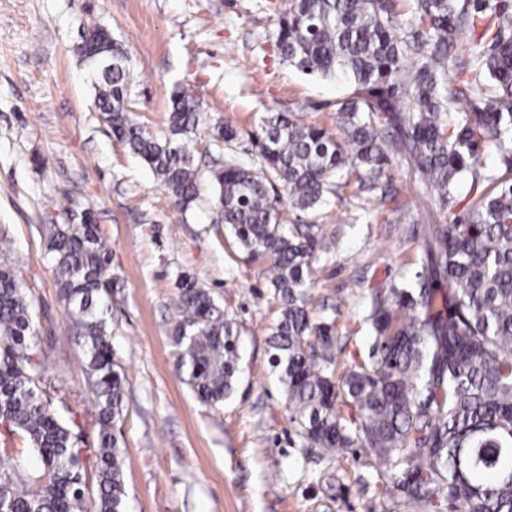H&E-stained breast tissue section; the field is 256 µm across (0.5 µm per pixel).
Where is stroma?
I'll return each instance as SVG.
<instances>
[{
	"label": "stroma",
	"mask_w": 512,
	"mask_h": 512,
	"mask_svg": "<svg viewBox=\"0 0 512 512\" xmlns=\"http://www.w3.org/2000/svg\"><path fill=\"white\" fill-rule=\"evenodd\" d=\"M288 0H0V229L36 316L35 351L59 379L56 400L82 425L88 445L97 426L83 355L67 336L68 317L46 250L41 215L56 203L92 209L112 245V350L127 382L118 424L126 446L129 512H431L389 497L363 456H339L343 487L316 482L317 449L303 447L271 374L266 339L276 319L267 264L247 260L223 225L201 176L200 208L182 214L152 170L132 158L92 107L89 70L77 47L96 26L131 59L133 118L165 132L175 83L201 103L195 136L211 128L237 136L222 154L258 162L251 134L264 112L337 130L348 83L308 76L283 62L273 34ZM370 210L350 183L316 213L287 200L281 223L317 224L336 243L334 262L311 282L316 301L336 306V363H358L371 345L364 308L416 260L412 226L400 212L421 202L405 169L385 168ZM191 277L208 288L239 336L242 373L224 406L199 403L176 369L171 302Z\"/></svg>",
	"instance_id": "1"
}]
</instances>
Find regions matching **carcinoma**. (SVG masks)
Instances as JSON below:
<instances>
[{"label":"carcinoma","instance_id":"1","mask_svg":"<svg viewBox=\"0 0 512 512\" xmlns=\"http://www.w3.org/2000/svg\"><path fill=\"white\" fill-rule=\"evenodd\" d=\"M465 43H460L461 36ZM289 66L352 88L339 131L266 112L259 166L209 170L217 221L251 260L269 259L277 318L266 344L290 419L323 458L359 449L394 496L447 512H512V0H289L274 34ZM93 107L181 212L199 205L200 105L171 95L169 132L130 115L127 55L98 27L79 46ZM504 167L481 171L480 152ZM406 167L420 196L449 211L471 178L466 219L414 224L415 271L371 294L367 356L337 376L336 318L315 315L309 281L335 260L315 224H282L281 185L314 213L355 178L375 189ZM47 251L94 395L97 444L54 406L37 359L32 301L0 255V512H127L125 448L114 434L124 379L112 359V249L87 208L47 224ZM173 305L178 370L205 406L233 393L239 337L210 291L186 278ZM354 409L359 417H348Z\"/></svg>","mask_w":512,"mask_h":512}]
</instances>
